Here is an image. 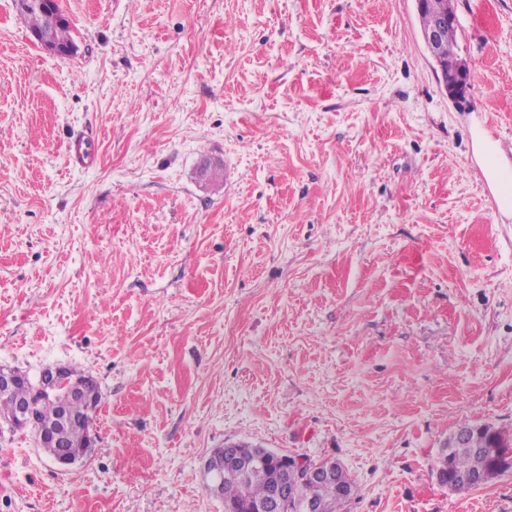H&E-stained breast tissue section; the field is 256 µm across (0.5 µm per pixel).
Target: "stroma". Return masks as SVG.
<instances>
[{
  "mask_svg": "<svg viewBox=\"0 0 512 512\" xmlns=\"http://www.w3.org/2000/svg\"><path fill=\"white\" fill-rule=\"evenodd\" d=\"M452 4L462 104L414 0H61L69 57L0 0V367L102 393L67 467L0 426V512H224L228 441L338 460L348 512H512L437 479L512 431V0ZM486 158L484 173L495 185L501 209L509 212L512 206V164L504 162L498 151L491 145H485Z\"/></svg>",
  "mask_w": 512,
  "mask_h": 512,
  "instance_id": "stroma-1",
  "label": "stroma"
}]
</instances>
